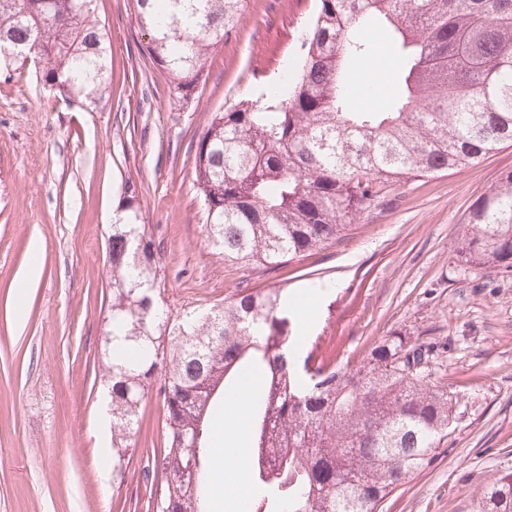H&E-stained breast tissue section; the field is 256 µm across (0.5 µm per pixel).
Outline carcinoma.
<instances>
[{
    "label": "carcinoma",
    "mask_w": 512,
    "mask_h": 512,
    "mask_svg": "<svg viewBox=\"0 0 512 512\" xmlns=\"http://www.w3.org/2000/svg\"><path fill=\"white\" fill-rule=\"evenodd\" d=\"M94 0H0V73L32 62L37 78L86 111L110 94L107 32ZM148 51L177 94L205 77L211 47L238 25L243 0H134ZM291 86L213 114L195 154L206 241L237 263L278 264L342 242L418 177L467 166L512 142V0H317ZM381 24L401 57L400 94L356 105L359 34ZM112 467L123 469L146 398H162L156 512H210L204 476L218 398L256 372L250 425L256 512H378L405 478L437 459L456 401L430 380L432 349L387 336L339 364L312 343L290 348L282 288L173 317L160 311L158 253L137 196L109 235ZM464 269L512 272V172L469 207L454 249ZM474 512H512V474Z\"/></svg>",
    "instance_id": "carcinoma-1"
}]
</instances>
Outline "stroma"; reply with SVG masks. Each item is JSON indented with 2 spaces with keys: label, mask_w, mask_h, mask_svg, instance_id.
<instances>
[{
  "label": "stroma",
  "mask_w": 512,
  "mask_h": 512,
  "mask_svg": "<svg viewBox=\"0 0 512 512\" xmlns=\"http://www.w3.org/2000/svg\"><path fill=\"white\" fill-rule=\"evenodd\" d=\"M93 8L112 50V93L97 108L79 109L28 68L0 80V512H148L143 467L160 445L161 399L147 398L120 478L99 433L108 236L130 185L172 315L244 288H284L302 300L290 317L299 352L319 337L354 362L395 332L433 346L434 380L457 398L445 452L379 512H472L487 485L512 473V273L462 270L452 249L472 202L512 171V143L410 181L339 244L279 264L234 263L205 242L196 149L214 112L294 77L302 55L294 30L308 25L316 0H247L187 100L153 67L132 0ZM372 43L353 73L375 108L400 87L387 33ZM34 263L39 279L24 282Z\"/></svg>",
  "instance_id": "1"
}]
</instances>
